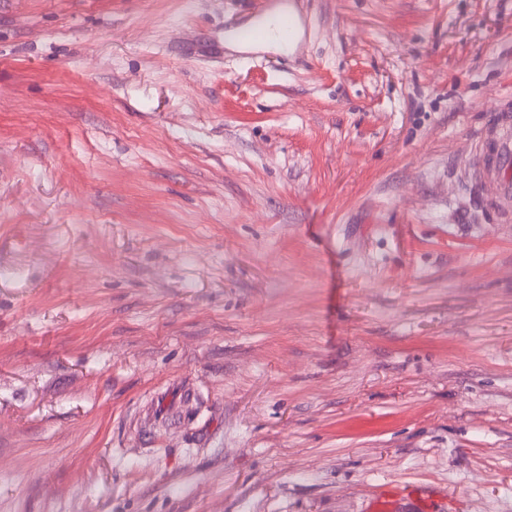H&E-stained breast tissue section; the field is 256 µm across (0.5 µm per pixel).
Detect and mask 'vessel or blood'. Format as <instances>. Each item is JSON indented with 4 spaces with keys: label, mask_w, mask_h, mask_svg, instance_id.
<instances>
[{
    "label": "vessel or blood",
    "mask_w": 512,
    "mask_h": 512,
    "mask_svg": "<svg viewBox=\"0 0 512 512\" xmlns=\"http://www.w3.org/2000/svg\"><path fill=\"white\" fill-rule=\"evenodd\" d=\"M256 19L227 31L229 41L256 44L277 39L291 52H300L309 35L303 0H260ZM478 174L496 181L499 203L512 201V117L497 115L481 140Z\"/></svg>",
    "instance_id": "b4317fda"
}]
</instances>
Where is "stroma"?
I'll return each mask as SVG.
<instances>
[{"label": "stroma", "instance_id": "stroma-1", "mask_svg": "<svg viewBox=\"0 0 512 512\" xmlns=\"http://www.w3.org/2000/svg\"><path fill=\"white\" fill-rule=\"evenodd\" d=\"M0 0V512H512V0ZM304 0H260L261 6L256 20L249 25L233 26L227 30L231 42L256 44L269 42L270 35L263 24L264 18L274 14L277 18L275 37L288 47V51L297 54L309 36L307 13L303 8ZM478 160L480 178L496 179V199L500 204L512 200V120L499 114L485 131Z\"/></svg>", "mask_w": 512, "mask_h": 512}]
</instances>
